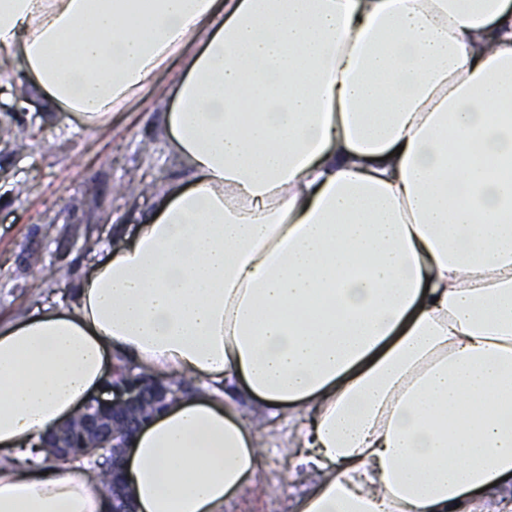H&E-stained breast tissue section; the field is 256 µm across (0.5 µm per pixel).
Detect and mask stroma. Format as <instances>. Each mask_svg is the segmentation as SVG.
I'll list each match as a JSON object with an SVG mask.
<instances>
[{
	"label": "stroma",
	"instance_id": "1",
	"mask_svg": "<svg viewBox=\"0 0 512 512\" xmlns=\"http://www.w3.org/2000/svg\"><path fill=\"white\" fill-rule=\"evenodd\" d=\"M173 72L153 78L134 106L115 113L106 124L89 127L48 105L34 89L24 101L0 93V114L9 113L40 129L42 141L31 154L0 152V319L56 300L72 305L79 277L103 258L116 237L133 231L152 196L121 195L118 184L145 178L157 188L180 178L181 167L161 133L162 114ZM43 265L66 257L70 273L54 283ZM243 418L268 428L256 484L225 505L224 512H292L309 477L291 475V444L284 423L272 420L262 403L244 406Z\"/></svg>",
	"mask_w": 512,
	"mask_h": 512
}]
</instances>
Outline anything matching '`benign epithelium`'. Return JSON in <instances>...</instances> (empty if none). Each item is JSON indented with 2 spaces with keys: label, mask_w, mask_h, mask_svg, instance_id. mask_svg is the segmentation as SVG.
<instances>
[{
  "label": "benign epithelium",
  "mask_w": 512,
  "mask_h": 512,
  "mask_svg": "<svg viewBox=\"0 0 512 512\" xmlns=\"http://www.w3.org/2000/svg\"><path fill=\"white\" fill-rule=\"evenodd\" d=\"M113 398H93L77 419L49 432L43 446L65 458L70 453V435L84 437L86 456L91 457L105 445H112V488L110 512H131L117 483L122 473V457L130 439L147 418L166 405L172 389L144 377L111 386Z\"/></svg>",
  "instance_id": "7a95c632"
}]
</instances>
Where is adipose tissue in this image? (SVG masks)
Returning <instances> with one entry per match:
<instances>
[{"mask_svg":"<svg viewBox=\"0 0 512 512\" xmlns=\"http://www.w3.org/2000/svg\"><path fill=\"white\" fill-rule=\"evenodd\" d=\"M0 49L85 125L178 65L186 179L78 286L0 322V512H107L13 467L113 368L223 386L133 439V512H224L255 399L299 418L294 512H512V0H0Z\"/></svg>","mask_w":512,"mask_h":512,"instance_id":"obj_1","label":"adipose tissue"}]
</instances>
